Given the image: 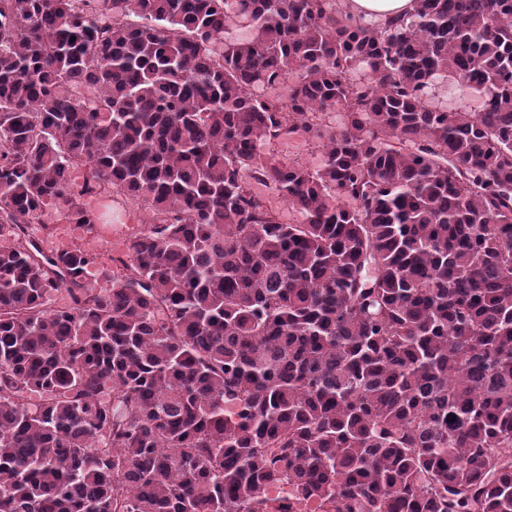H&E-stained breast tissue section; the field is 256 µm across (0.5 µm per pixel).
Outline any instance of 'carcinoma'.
I'll return each instance as SVG.
<instances>
[{"mask_svg":"<svg viewBox=\"0 0 512 512\" xmlns=\"http://www.w3.org/2000/svg\"><path fill=\"white\" fill-rule=\"evenodd\" d=\"M338 2L0 0V512H512V0ZM344 9L356 17H364L368 20L361 21L366 25H374V22H382L394 14H412L415 10V0H343ZM372 20V21H370ZM428 103L440 110L479 112L483 106V98L456 79L440 78L429 90ZM323 141L309 136L282 140L279 150L288 159H299L311 168L320 166L323 160ZM147 206L137 200L126 201L125 204L117 205L112 211V218L104 220L110 222L112 229L119 230L117 241H112V252L109 254L113 257L123 256L127 252L130 240L133 234H136L146 223L148 217Z\"/></svg>","mask_w":512,"mask_h":512,"instance_id":"carcinoma-1","label":"carcinoma"}]
</instances>
